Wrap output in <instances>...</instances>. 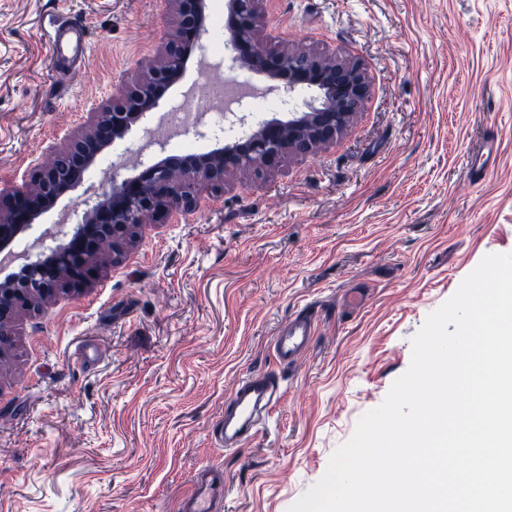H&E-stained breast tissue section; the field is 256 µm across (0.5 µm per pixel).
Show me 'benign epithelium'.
<instances>
[{
  "label": "benign epithelium",
  "instance_id": "7a95c632",
  "mask_svg": "<svg viewBox=\"0 0 512 512\" xmlns=\"http://www.w3.org/2000/svg\"><path fill=\"white\" fill-rule=\"evenodd\" d=\"M168 3L178 17L177 28L167 35L147 76L114 94L111 104L94 113L86 133L67 137L55 147L33 171L32 184L0 183V359L14 346L22 313L63 291L89 285L105 254L116 251L112 264L121 263L145 220L194 210L201 188L224 191L225 172L231 168L261 178L281 165L288 150L307 155L332 143L369 96L359 63L307 52L283 64L256 34L260 0H225L231 69L265 78L271 90L308 89L316 97L286 120H267L251 137L218 143L207 151L168 153L165 142L157 140L160 150L140 163L136 175L121 178L113 173L107 187L85 201L83 211L73 210L76 222L72 229L60 231L62 242L46 234L36 241L34 252L17 254L16 241L79 186L98 154L124 139L194 66V49L203 47L208 31V0Z\"/></svg>",
  "mask_w": 512,
  "mask_h": 512
}]
</instances>
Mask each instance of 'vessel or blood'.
Here are the masks:
<instances>
[{
    "mask_svg": "<svg viewBox=\"0 0 512 512\" xmlns=\"http://www.w3.org/2000/svg\"><path fill=\"white\" fill-rule=\"evenodd\" d=\"M85 29L76 23L59 26L55 31L58 55H79L86 42ZM313 337V323L308 316L291 317L274 338L276 359L293 364L304 354ZM281 397L278 382L267 375L242 378L224 406V417L217 425L218 440L226 448H234L252 437L268 411L275 408ZM224 496V478L206 474L200 477L193 493L183 505V512H215Z\"/></svg>",
    "mask_w": 512,
    "mask_h": 512,
    "instance_id": "1",
    "label": "vessel or blood"
}]
</instances>
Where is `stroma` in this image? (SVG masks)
<instances>
[{"instance_id":"obj_1","label":"stroma","mask_w":512,"mask_h":512,"mask_svg":"<svg viewBox=\"0 0 512 512\" xmlns=\"http://www.w3.org/2000/svg\"><path fill=\"white\" fill-rule=\"evenodd\" d=\"M272 47L360 62L347 130L261 178L145 224L120 264L23 316L0 366V512H180L205 468L220 512H288L409 367L412 339L481 259L512 252V0H262ZM88 31L60 61L55 26ZM175 24L166 0H0V180L22 184L140 80ZM40 218L133 175L144 127ZM316 335L272 354L296 313ZM286 393L235 449L214 429L240 378ZM313 337V323L308 316L296 315L288 319L274 338L273 349L281 364H293L304 354Z\"/></svg>"}]
</instances>
